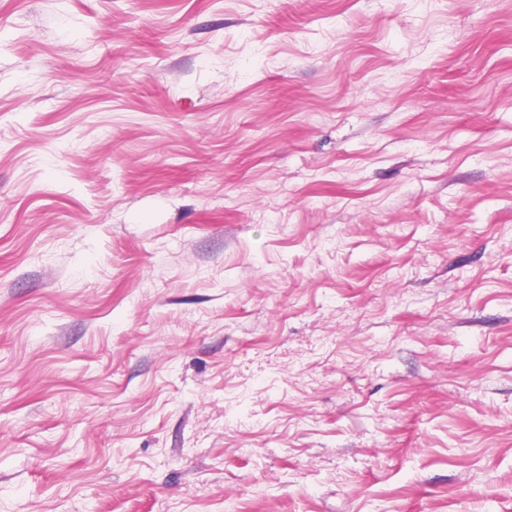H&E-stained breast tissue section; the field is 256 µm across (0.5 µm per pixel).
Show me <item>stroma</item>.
Returning a JSON list of instances; mask_svg holds the SVG:
<instances>
[{
  "instance_id": "stroma-1",
  "label": "stroma",
  "mask_w": 512,
  "mask_h": 512,
  "mask_svg": "<svg viewBox=\"0 0 512 512\" xmlns=\"http://www.w3.org/2000/svg\"><path fill=\"white\" fill-rule=\"evenodd\" d=\"M0 512H512V0H0Z\"/></svg>"
}]
</instances>
